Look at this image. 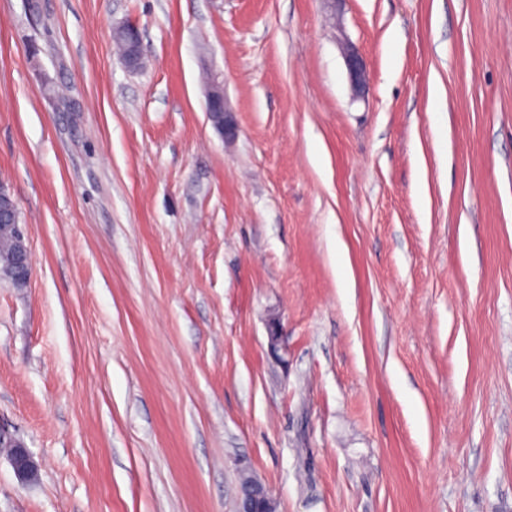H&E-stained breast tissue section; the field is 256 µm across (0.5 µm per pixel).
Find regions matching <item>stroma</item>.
Instances as JSON below:
<instances>
[{"instance_id":"1","label":"stroma","mask_w":512,"mask_h":512,"mask_svg":"<svg viewBox=\"0 0 512 512\" xmlns=\"http://www.w3.org/2000/svg\"><path fill=\"white\" fill-rule=\"evenodd\" d=\"M0 183V512H512V0H0ZM119 51L130 69H139L143 65L142 44L139 29L135 24H126L115 32ZM124 41V45L122 43ZM345 61L352 86L360 91L366 85V70L359 53L353 48H347ZM207 114L208 119L222 137L233 135L236 131L235 125L230 117V111L226 107L224 99V87L218 81H213L207 93ZM14 202L5 203L3 198L0 201V220H10L16 210ZM10 221L0 222V280L11 281L15 276V269L18 274L17 285H27L32 276V258L28 238L21 224H14L16 236L20 240L17 251L15 252L12 263H10V255L16 247L13 230L8 225ZM0 447L10 448V463L18 479L28 482L37 474L38 464L26 444L0 427ZM238 481L237 512H278L276 499L270 490L253 476L249 468L238 470Z\"/></svg>"}]
</instances>
